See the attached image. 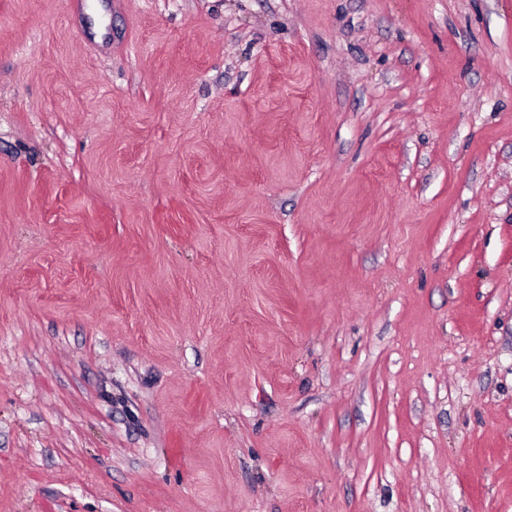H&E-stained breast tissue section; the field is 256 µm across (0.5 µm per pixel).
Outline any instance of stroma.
<instances>
[{
	"label": "stroma",
	"instance_id": "obj_1",
	"mask_svg": "<svg viewBox=\"0 0 512 512\" xmlns=\"http://www.w3.org/2000/svg\"><path fill=\"white\" fill-rule=\"evenodd\" d=\"M0 512H512V0H0Z\"/></svg>",
	"mask_w": 512,
	"mask_h": 512
}]
</instances>
